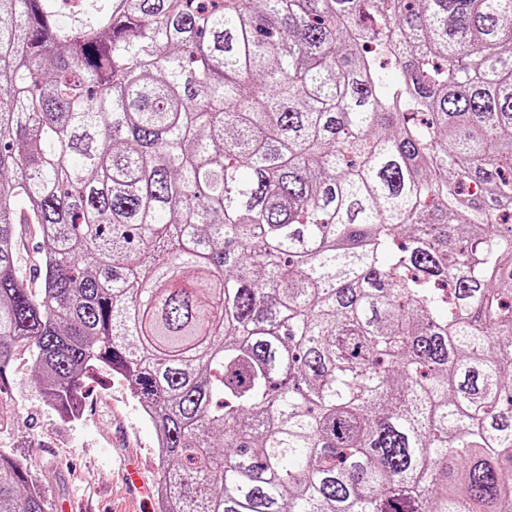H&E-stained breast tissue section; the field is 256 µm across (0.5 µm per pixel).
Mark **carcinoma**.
Segmentation results:
<instances>
[{
	"instance_id": "1",
	"label": "carcinoma",
	"mask_w": 512,
	"mask_h": 512,
	"mask_svg": "<svg viewBox=\"0 0 512 512\" xmlns=\"http://www.w3.org/2000/svg\"><path fill=\"white\" fill-rule=\"evenodd\" d=\"M68 2L0 0V392L123 380L159 512H512V0Z\"/></svg>"
}]
</instances>
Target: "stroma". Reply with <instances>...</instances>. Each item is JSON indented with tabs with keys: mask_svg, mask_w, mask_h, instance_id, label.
<instances>
[{
	"mask_svg": "<svg viewBox=\"0 0 512 512\" xmlns=\"http://www.w3.org/2000/svg\"><path fill=\"white\" fill-rule=\"evenodd\" d=\"M10 375L9 406L0 414V451L23 460L47 500L72 502L79 512H154L122 484L124 457L158 480L159 461L152 424L130 398L123 381L90 377L84 389L82 418L69 420L48 407L28 352H18Z\"/></svg>",
	"mask_w": 512,
	"mask_h": 512,
	"instance_id": "obj_1",
	"label": "stroma"
}]
</instances>
